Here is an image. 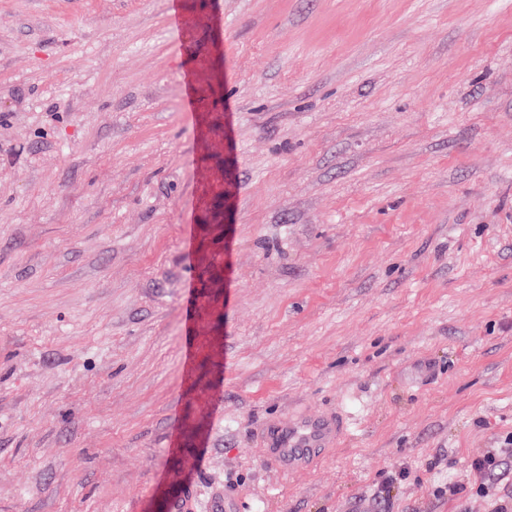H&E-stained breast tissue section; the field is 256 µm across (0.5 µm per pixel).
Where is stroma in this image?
Wrapping results in <instances>:
<instances>
[{"label":"stroma","instance_id":"35a3bbf8","mask_svg":"<svg viewBox=\"0 0 512 512\" xmlns=\"http://www.w3.org/2000/svg\"><path fill=\"white\" fill-rule=\"evenodd\" d=\"M510 433L512 0H0V512H491ZM344 428L339 411L289 420L266 433L264 460L283 472L308 469L320 460L322 450L336 443ZM512 435H506L498 448H491L471 463V472L475 478L476 493L483 497H495L496 481H502L500 467L506 459L512 457ZM500 471V472H498ZM202 509L208 512H234L236 507L215 494H209L207 501L202 502L198 493L192 490L177 496L169 504L171 512H198Z\"/></svg>","mask_w":512,"mask_h":512}]
</instances>
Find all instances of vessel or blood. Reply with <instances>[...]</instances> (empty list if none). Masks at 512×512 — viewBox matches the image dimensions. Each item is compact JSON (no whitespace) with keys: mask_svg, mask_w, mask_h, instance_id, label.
I'll list each match as a JSON object with an SVG mask.
<instances>
[{"mask_svg":"<svg viewBox=\"0 0 512 512\" xmlns=\"http://www.w3.org/2000/svg\"><path fill=\"white\" fill-rule=\"evenodd\" d=\"M345 428L343 414H315L299 417L267 432L264 459L283 472L305 470L317 463L324 449L332 447ZM170 512H235L223 497L200 499L195 491L174 498Z\"/></svg>","mask_w":512,"mask_h":512,"instance_id":"vessel-or-blood-1","label":"vessel or blood"}]
</instances>
